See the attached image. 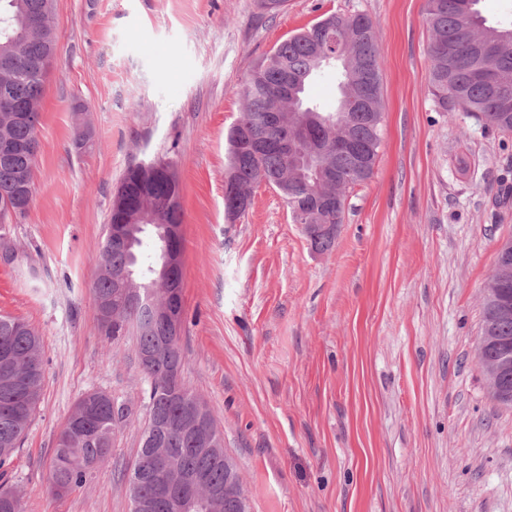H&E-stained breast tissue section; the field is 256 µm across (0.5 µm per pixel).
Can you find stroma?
<instances>
[{"label":"stroma","mask_w":512,"mask_h":512,"mask_svg":"<svg viewBox=\"0 0 512 512\" xmlns=\"http://www.w3.org/2000/svg\"><path fill=\"white\" fill-rule=\"evenodd\" d=\"M427 0H55L56 52L35 193L0 314L41 336L40 405L0 487L23 512H131L148 384L131 336L100 327L94 258L132 164L182 185L184 379L206 403L252 512H512V407L477 357L482 289L512 238V135L431 94ZM374 22L384 122L373 177L314 250L280 192L224 212L226 133L278 44L330 14ZM94 130L73 146L76 127ZM129 413L86 485L59 496L48 463L77 400Z\"/></svg>","instance_id":"1"}]
</instances>
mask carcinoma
<instances>
[{
    "mask_svg": "<svg viewBox=\"0 0 512 512\" xmlns=\"http://www.w3.org/2000/svg\"><path fill=\"white\" fill-rule=\"evenodd\" d=\"M465 0H428L427 23L431 32L429 45L430 78L435 106L440 112L460 111L506 135L512 134V107L502 108L495 88L484 73L512 85V24L491 26L479 9L480 0H474L471 12L463 11ZM53 0H0V54L12 52L17 57L18 70L10 75L0 72V86H8L13 111L0 112V133L13 141L28 145L38 142L39 104L46 76L31 70V61L46 52L43 37L44 24L50 21ZM337 34L343 39L349 69L336 65L338 86L350 83L351 93L363 97L367 107L357 112L341 111V103L331 111L313 102L302 89L300 100L288 106V122H300L301 114L313 110L324 124L313 137L322 142L324 152L310 156L305 165L274 146L261 149L251 147L252 141L268 138L261 123L263 115L274 105L273 92L280 83L283 68L307 74L310 84L323 66L315 64L318 50L325 41V33L315 24L310 29L293 35L276 46L272 53L275 63L262 61L244 84L241 96L244 108L237 119V131H228V156L235 158L236 182L224 186V210L231 213L241 185H253L265 178L278 183L288 176V187L283 193L288 207L298 206L309 212L310 224H334L343 221L344 210L326 213L314 211V197L320 193L338 192L346 201L349 190L369 180L373 173L381 145L383 112L381 105V70L376 28L364 14L331 15ZM346 129L357 145L355 150L336 151V134ZM94 131L89 125L78 127L73 145L81 151L92 143ZM37 155L19 151L9 156L0 154V256L4 262L15 260L12 232L13 220L22 217L31 203L29 194L35 192ZM331 166L338 184L323 180L321 169ZM138 165L129 166L123 173L118 188L127 194L140 191ZM182 208L159 210L156 224H180ZM148 225H138L129 248L104 240L96 257L97 276L94 292L117 303L111 272L123 268L132 270L135 283L148 285L156 277L158 268L147 271L139 267L138 249L143 244L142 234ZM312 247L320 252L330 250L336 241V232L307 231ZM512 299V239L497 250L495 267L482 291V326L477 350L485 352L492 362H508L500 376V387L491 388V396L498 404L512 407V312H501L503 297ZM149 317L146 309L133 314L121 311L117 315H100L101 326L112 337L136 333V345L141 350L163 351L172 359L183 361L179 342L169 343L162 329L149 336L136 332V326ZM8 374V381L0 382V468L9 462L25 436L39 407L44 379L41 340L37 332L24 320L0 315V373ZM147 418L136 451L131 478L130 498H147L153 494V480L149 478V449L161 427H166V447L174 463L182 469L200 471L208 476L211 485L221 490L224 477L236 475L235 466L225 468L224 450L193 453L186 451L189 444L176 429L184 398L198 399V395L184 386V393L172 395V387L164 377L154 372L146 375ZM94 408L80 413L76 403L56 438L49 464L50 482L55 493L64 495L82 488L87 483L98 457L112 453L117 423L127 416V410L115 409L112 397L104 392L87 394Z\"/></svg>",
    "mask_w": 512,
    "mask_h": 512,
    "instance_id": "cac0c4a2",
    "label": "carcinoma"
}]
</instances>
